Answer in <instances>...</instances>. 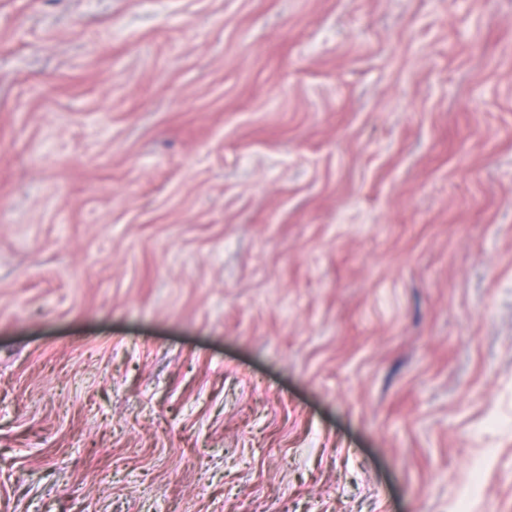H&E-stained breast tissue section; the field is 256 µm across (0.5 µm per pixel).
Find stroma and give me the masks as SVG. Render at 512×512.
Returning <instances> with one entry per match:
<instances>
[{
  "label": "stroma",
  "mask_w": 512,
  "mask_h": 512,
  "mask_svg": "<svg viewBox=\"0 0 512 512\" xmlns=\"http://www.w3.org/2000/svg\"><path fill=\"white\" fill-rule=\"evenodd\" d=\"M0 512H512V0H0Z\"/></svg>",
  "instance_id": "35a3bbf8"
}]
</instances>
